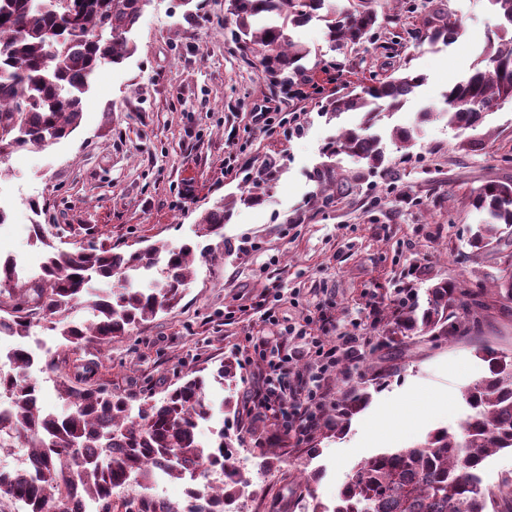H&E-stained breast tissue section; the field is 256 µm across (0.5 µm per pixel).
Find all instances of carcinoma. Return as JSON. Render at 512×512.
I'll return each mask as SVG.
<instances>
[{
    "instance_id": "cac0c4a2",
    "label": "carcinoma",
    "mask_w": 512,
    "mask_h": 512,
    "mask_svg": "<svg viewBox=\"0 0 512 512\" xmlns=\"http://www.w3.org/2000/svg\"><path fill=\"white\" fill-rule=\"evenodd\" d=\"M152 0H0V157L28 146L44 147L67 138L80 124L82 101L100 68L120 65L136 51L131 38ZM508 26L493 37L471 71L445 94L446 108H423L413 127L395 126L389 139L409 152L422 126L438 119L459 129H474L486 115L512 102V0H488ZM224 28L244 57L273 82L308 76L304 60L311 50L293 40L291 30L312 21L322 24L329 50L348 55L379 28L380 0H225ZM409 32L421 46L455 41L462 34L448 14L447 0H422ZM425 77L402 67L396 76L359 92L328 99L320 112L328 120L345 112L361 114L322 147L326 161L309 179L317 186L312 207L321 210L352 194L353 188L386 168L383 136L377 125L400 111ZM351 158L356 167L337 160ZM283 164L276 154L253 157L239 192L216 201L199 218L203 234L224 237L239 206L262 204L278 184ZM470 206L481 215L471 234L473 253L512 236V184L487 182L474 189ZM33 245L42 249L41 274L19 283L11 259H0V330L26 336L38 315L71 346L94 341L106 346L133 328L173 309L191 282L190 244H150L115 251L92 247L71 252L56 247L32 225ZM106 284L104 288L94 283ZM484 293L466 291L448 279L412 294L390 308L388 338L399 345L417 337L455 340L469 335L470 316L484 307ZM78 309L89 312L74 320ZM483 374L463 391L469 413L459 431L437 429L424 440L363 458L338 491L335 505L315 502L312 512H512V479L498 489L484 484V462L512 452V357L490 346L481 349ZM31 357L19 348L13 374L0 372V437L19 443L35 468L0 477V497L20 502L25 512H72L79 494L95 512H112V497L130 481L151 483L156 468L171 479H207L190 493L182 510L142 494L136 512H215L221 498L232 507L247 478L233 464L230 429L212 431L210 446L198 440L197 426L213 415L206 400L211 382L225 387L237 379L238 362L227 358L210 374L199 370L159 401L137 414L127 399L99 386L62 385L68 413L53 416L39 404V381L18 380ZM366 391L353 390L336 408L332 430L367 403Z\"/></svg>"
}]
</instances>
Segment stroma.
<instances>
[{"label": "stroma", "instance_id": "stroma-1", "mask_svg": "<svg viewBox=\"0 0 512 512\" xmlns=\"http://www.w3.org/2000/svg\"><path fill=\"white\" fill-rule=\"evenodd\" d=\"M195 2L189 16L180 0H152L133 33L135 54L100 69L79 127L59 143L0 160V200L10 213L0 225V255L39 258L29 236L34 223L65 250L103 244L122 251L141 242L204 248L178 305L107 347L75 348L45 325L33 327L25 345H43L61 361L58 372L41 376L45 406L63 411L61 381L88 362L98 369L86 387L106 385L136 409L234 356L236 385L213 384L209 398L218 405L232 397L241 409L245 428L234 457L250 481L241 512H306L313 501L333 503L361 459L458 429L463 390L484 370L480 346L512 348V300L492 302L467 340L419 338L406 348L390 343L382 320L369 314L370 304L387 309L404 288L421 294L442 278L469 290L491 287L493 251L476 255L468 244L479 220L469 194L486 181L512 183V103L464 136L442 121L426 124L410 158L388 146L392 173L377 172L355 197L313 214L308 173L336 130L320 106L405 64L426 82L393 121L414 125L422 108L443 107L502 18L486 0H448L463 36L437 50L419 48L408 36L406 0H390L378 40L341 62L322 26L310 23L294 38L310 49L314 74L327 70L336 79L298 91L260 77L239 55L224 32V0ZM259 108L288 118V134L260 130L252 119ZM259 152L280 155L285 166L270 197L236 210L223 238L200 236L201 213L237 191L241 165ZM301 212L304 223H291ZM275 283L281 296L270 325L247 306ZM322 315L337 331L356 328L370 341L326 373V420L300 441L285 431L287 405L257 417L244 407L278 348L321 337ZM357 386L370 394L367 407L343 434L330 431L327 419Z\"/></svg>", "mask_w": 512, "mask_h": 512}]
</instances>
